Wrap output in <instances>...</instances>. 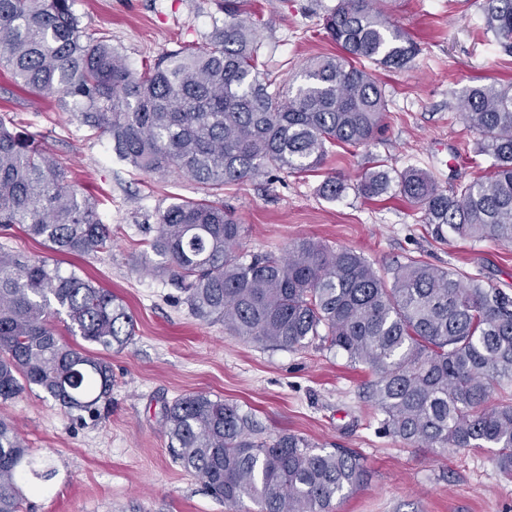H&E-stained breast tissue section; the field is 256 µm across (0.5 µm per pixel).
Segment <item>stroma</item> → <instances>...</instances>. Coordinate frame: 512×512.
Wrapping results in <instances>:
<instances>
[{
	"label": "stroma",
	"mask_w": 512,
	"mask_h": 512,
	"mask_svg": "<svg viewBox=\"0 0 512 512\" xmlns=\"http://www.w3.org/2000/svg\"><path fill=\"white\" fill-rule=\"evenodd\" d=\"M337 0H248L260 20V62L288 84L306 60L333 55L321 17ZM483 0H388L395 23L420 48L407 68L377 70L386 90L385 130L369 148H330L313 174L273 172L226 186L224 208L241 224L245 251L285 252L311 238L363 255L381 275L415 258L479 278L512 295V246L471 242L430 225L395 191L373 198L355 185L375 164L397 173L413 167L441 188L484 173L469 148L459 101L479 82L512 83V54L477 31ZM87 29L111 36L134 70L183 43L209 36L224 14L220 0H74ZM0 117L36 136L74 173L112 228V249L97 256L50 253L19 226L0 229V249L49 256L124 300L135 334L106 352L112 404L99 420L71 417L41 390L1 404L27 440L37 468L50 479L24 485L23 512H230L185 472L168 451L164 402L192 392L236 403L251 413L262 436L295 433L321 448H350L365 460L367 479L338 512H512V480L499 472L493 449L435 453L410 449L385 434L381 414L362 396L370 374L339 351L318 344L298 350L264 347L231 336L223 323L191 315L179 292L139 272L159 208L171 198H196L188 177L148 176L112 154L106 136L83 126L76 107L23 90L0 69ZM347 180L346 192L325 199L328 177Z\"/></svg>",
	"instance_id": "obj_1"
}]
</instances>
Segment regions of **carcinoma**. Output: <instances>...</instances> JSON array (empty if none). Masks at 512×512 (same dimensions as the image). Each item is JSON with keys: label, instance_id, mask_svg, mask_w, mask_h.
Instances as JSON below:
<instances>
[{"label": "carcinoma", "instance_id": "obj_1", "mask_svg": "<svg viewBox=\"0 0 512 512\" xmlns=\"http://www.w3.org/2000/svg\"><path fill=\"white\" fill-rule=\"evenodd\" d=\"M245 0H224V21L204 42L183 45L141 72L105 36L87 31L73 0H0V68L24 89L79 106L82 124L109 135L116 157L145 175L183 174L203 190L158 211L151 254L140 270L168 281L191 314L219 321L231 336L261 346L302 349L315 340L362 365L366 399L382 428L414 449L492 448L512 477V295L477 278L411 259L391 280L360 253L303 238L288 252L249 254L242 226L216 197L230 184L269 171L301 174L331 146L368 148L387 100L375 68H402L417 44L377 0H338L323 17L333 57H312L297 85L258 78L257 20ZM482 21L512 53V0H483ZM459 108L478 135L485 175L444 190L427 172L372 170L356 191L391 186L424 223L465 240L512 243V83L470 86ZM347 184L329 177L334 200ZM23 226L57 253L98 255L112 231L66 166L33 137L0 118V226ZM105 351L131 340L123 300L40 256L0 250V402L34 387L68 413L97 414L112 396V367L59 336L53 324ZM172 458L215 497L255 512H333L362 484L364 459L348 448H319L282 433L257 436L236 404L193 392L164 405ZM47 479L33 467L15 425L0 418V512H21L20 482Z\"/></svg>", "mask_w": 512, "mask_h": 512}]
</instances>
